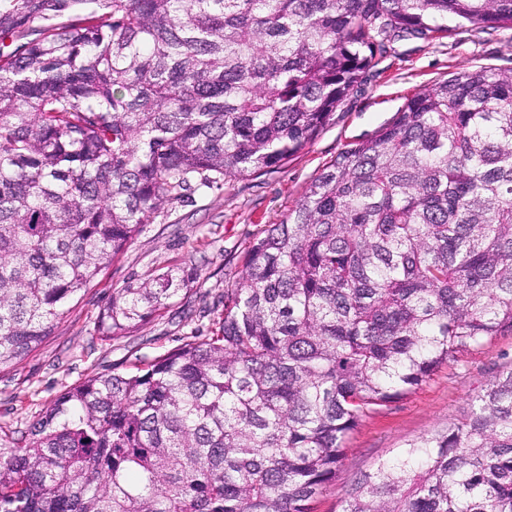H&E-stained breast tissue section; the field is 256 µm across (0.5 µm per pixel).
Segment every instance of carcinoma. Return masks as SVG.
I'll use <instances>...</instances> for the list:
<instances>
[{
    "mask_svg": "<svg viewBox=\"0 0 512 512\" xmlns=\"http://www.w3.org/2000/svg\"><path fill=\"white\" fill-rule=\"evenodd\" d=\"M512 0H0V366L193 187L279 169L384 42ZM189 275L117 291L127 336ZM512 333V70L460 72L253 241L216 335L66 389L0 448V512H312L363 418ZM342 512H512V366Z\"/></svg>",
    "mask_w": 512,
    "mask_h": 512,
    "instance_id": "carcinoma-1",
    "label": "carcinoma"
}]
</instances>
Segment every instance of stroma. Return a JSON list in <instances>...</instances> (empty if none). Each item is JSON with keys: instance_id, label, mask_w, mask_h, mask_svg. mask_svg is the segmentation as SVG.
Listing matches in <instances>:
<instances>
[{"instance_id": "stroma-1", "label": "stroma", "mask_w": 512, "mask_h": 512, "mask_svg": "<svg viewBox=\"0 0 512 512\" xmlns=\"http://www.w3.org/2000/svg\"><path fill=\"white\" fill-rule=\"evenodd\" d=\"M478 67L512 70V29L470 27L388 43L333 121L285 166L228 178L165 204L70 302L50 336L0 368V448L24 446L30 424L68 387L115 369L131 370L192 338L214 335L224 291L239 284L251 244L269 225L287 219L309 183L340 152L391 121L407 98ZM170 268L191 274L187 290L127 336L101 338L97 321L113 293ZM511 365L512 335L495 337L439 368L415 393L364 418L349 435L336 478L317 497L313 512H341L361 473L409 441L459 423L481 389Z\"/></svg>"}]
</instances>
